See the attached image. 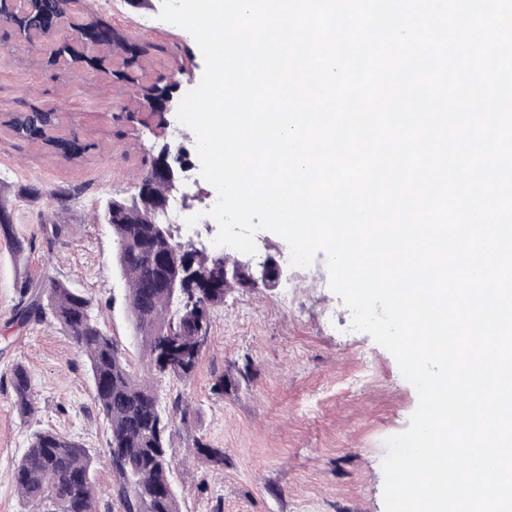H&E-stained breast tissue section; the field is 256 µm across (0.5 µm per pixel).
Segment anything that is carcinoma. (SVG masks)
I'll use <instances>...</instances> for the list:
<instances>
[{"mask_svg": "<svg viewBox=\"0 0 512 512\" xmlns=\"http://www.w3.org/2000/svg\"><path fill=\"white\" fill-rule=\"evenodd\" d=\"M73 0H0V20L11 24L14 34L28 42L51 30L65 17ZM90 29L101 45L110 49L127 41L112 23L95 19L72 28L70 37ZM79 62L70 52L68 39L52 49L48 65ZM54 109L31 107L14 115L9 126L19 140L34 142L51 123ZM96 148L92 143L58 139L51 150L76 159ZM165 185L145 175L138 182L140 201L126 206L108 201L102 217L117 242L116 265L125 281L129 318L145 350L147 371L153 379L184 381L198 365L211 330L212 311L224 304V266L208 255L195 253L196 278L186 302L165 287L172 276L167 262L169 242L155 233L150 223L154 207L165 194ZM67 225L43 223L42 246L47 254L65 236ZM0 240L17 260L34 245L21 237L15 224L0 223ZM18 326L50 321L70 336L87 356L99 413L107 420L110 439L106 459L112 470L109 488L118 512H179L170 479L169 453L173 418L162 413L152 382L137 378L114 341L92 316V299L61 281L45 288L28 276L16 283ZM11 386L19 414L35 413L30 375L24 365L11 369ZM21 497L45 503L51 512H97L95 460L78 441L49 429L32 432L29 445L13 472Z\"/></svg>", "mask_w": 512, "mask_h": 512, "instance_id": "cac0c4a2", "label": "carcinoma"}]
</instances>
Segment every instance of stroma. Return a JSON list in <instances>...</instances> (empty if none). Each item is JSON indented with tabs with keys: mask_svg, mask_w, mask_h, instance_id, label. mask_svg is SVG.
<instances>
[{
	"mask_svg": "<svg viewBox=\"0 0 512 512\" xmlns=\"http://www.w3.org/2000/svg\"><path fill=\"white\" fill-rule=\"evenodd\" d=\"M161 4L82 0L67 18L76 24L102 18L130 39L163 45V52L142 57L140 83L166 73L187 91L204 71L193 36L176 26L151 37L138 28L144 17L158 16ZM45 105L56 109L59 134L96 143V150L68 162L13 138L8 115ZM139 108L124 83L75 64L49 68L0 24V192L13 196L22 185L37 191L15 199L19 235L40 240L46 218L69 227L51 255L38 248L18 261L0 242V512H44L23 500L12 481L31 432L40 428L78 438L99 457L97 508L111 512L112 472L102 462L110 430L94 402L86 356L53 323L19 331L10 320L18 276L65 282L91 297L102 328L142 372L116 240L98 218L107 200L134 194L150 149L162 144L149 127L114 119ZM70 185L82 193L60 208L54 193ZM313 266V280L291 273L274 288L228 290L212 313L193 376L158 382L162 411L177 413L170 453L180 512H384L385 441L408 428L418 395L368 333L349 335L351 312L330 287L324 254ZM17 363L32 380L36 412L28 418L14 405L10 369ZM219 377L224 391L217 394L212 385ZM199 440L223 449V464L201 455Z\"/></svg>",
	"mask_w": 512,
	"mask_h": 512,
	"instance_id": "obj_1",
	"label": "stroma"
}]
</instances>
